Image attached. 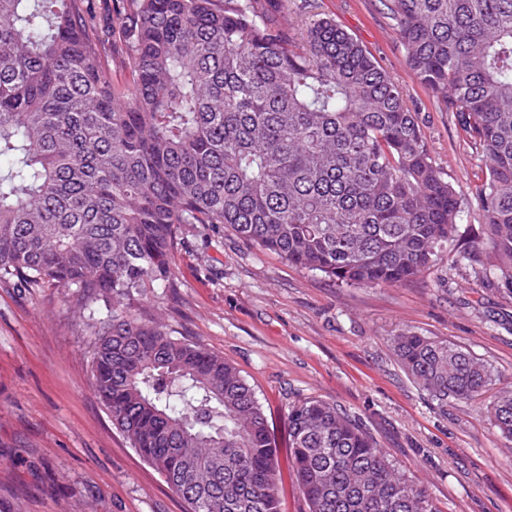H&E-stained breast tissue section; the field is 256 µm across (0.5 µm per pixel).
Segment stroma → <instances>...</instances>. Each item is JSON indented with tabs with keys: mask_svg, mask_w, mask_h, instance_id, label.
<instances>
[{
	"mask_svg": "<svg viewBox=\"0 0 512 512\" xmlns=\"http://www.w3.org/2000/svg\"><path fill=\"white\" fill-rule=\"evenodd\" d=\"M407 95L430 150L475 205L485 160L453 113L417 82L381 0H318ZM172 288L137 311L224 357L273 426L281 512H304L288 448V406L336 404L370 432L440 512H512V442L488 397L439 411L400 368L405 330L460 346L512 386V291L440 263L397 286L349 287L244 243L221 224L177 230ZM76 291L0 283V512H186L113 426L92 385Z\"/></svg>",
	"mask_w": 512,
	"mask_h": 512,
	"instance_id": "obj_1",
	"label": "stroma"
}]
</instances>
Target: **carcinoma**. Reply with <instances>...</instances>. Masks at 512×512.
<instances>
[{"mask_svg":"<svg viewBox=\"0 0 512 512\" xmlns=\"http://www.w3.org/2000/svg\"><path fill=\"white\" fill-rule=\"evenodd\" d=\"M121 2L115 84L89 0H0V282L109 307L82 319L94 390L189 512H279L254 389L132 306L176 287L180 224H223L338 285L405 284L448 251L512 288V0H382L407 67L486 161L481 233L457 252L460 196L417 114L315 0ZM392 345L441 408L496 384L454 344ZM488 412L511 441V387ZM287 420L307 512H439L336 405L299 399Z\"/></svg>","mask_w":512,"mask_h":512,"instance_id":"obj_1","label":"carcinoma"}]
</instances>
